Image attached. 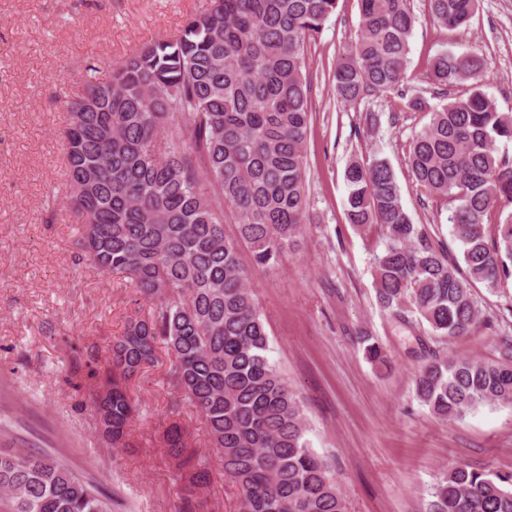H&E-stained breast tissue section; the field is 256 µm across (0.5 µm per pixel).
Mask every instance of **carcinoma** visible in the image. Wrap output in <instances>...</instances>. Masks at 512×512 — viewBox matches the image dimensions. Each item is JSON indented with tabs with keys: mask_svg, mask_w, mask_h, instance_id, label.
Here are the masks:
<instances>
[{
	"mask_svg": "<svg viewBox=\"0 0 512 512\" xmlns=\"http://www.w3.org/2000/svg\"><path fill=\"white\" fill-rule=\"evenodd\" d=\"M452 31L478 0H428ZM337 0H211L178 34L132 51L107 80L94 65L84 93L64 116L65 181L54 202L81 220L79 260L117 272L148 299L112 343L102 392L93 402L115 448L126 447L136 406L127 382L154 362L161 340L170 376L207 424L224 477L242 492V512H348L339 484L306 439L297 395L269 360L270 338L239 242L259 265H273L307 221L304 146L311 116L304 46ZM360 36L337 64V98L351 103L406 79L415 17L409 0H360ZM482 55L444 51L430 84L477 80ZM429 122L408 153L413 180L448 200V223L462 260L429 243L401 203L388 162L345 170L347 220L385 240L375 257L380 304L401 320L414 313L429 333L471 334L483 311L474 283L492 290L512 279V114L479 87L427 108ZM238 225L239 241L224 233ZM467 276H460L459 263ZM495 358H433L415 377L429 411L456 421L484 406L512 407V333ZM165 442L184 482L181 512L209 472L187 452L172 423ZM509 478L456 466L430 492L427 512H512ZM0 491L13 512H109L108 503L45 455H0Z\"/></svg>",
	"mask_w": 512,
	"mask_h": 512,
	"instance_id": "carcinoma-1",
	"label": "carcinoma"
}]
</instances>
